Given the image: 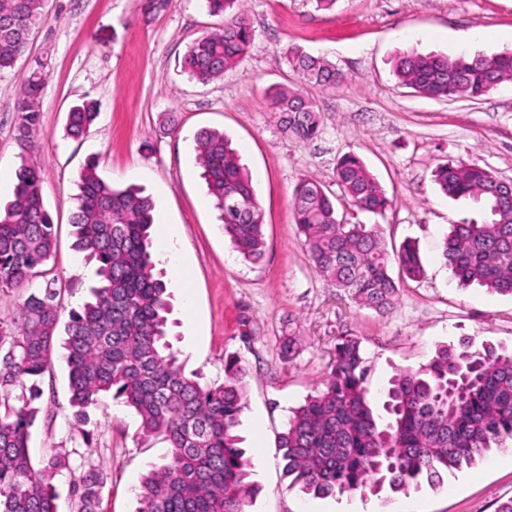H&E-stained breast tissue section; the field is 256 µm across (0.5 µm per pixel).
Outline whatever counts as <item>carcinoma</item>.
I'll return each instance as SVG.
<instances>
[{"instance_id": "obj_1", "label": "carcinoma", "mask_w": 512, "mask_h": 512, "mask_svg": "<svg viewBox=\"0 0 512 512\" xmlns=\"http://www.w3.org/2000/svg\"><path fill=\"white\" fill-rule=\"evenodd\" d=\"M244 0H206L224 16L221 29L193 41L182 72L209 83L236 66L253 43V30L240 8ZM44 0H0V71L14 66L28 46ZM303 82L334 88L345 76L324 58L297 48L287 56ZM399 82L434 99L478 100L512 80V52L448 57L410 54L394 64ZM46 81L38 67L20 78L16 102L18 141L27 151L39 121L36 103ZM283 134L302 141L320 130L314 102L302 88H279L270 98ZM97 117L84 100L67 113L66 134L83 137ZM197 161L209 194L221 211L224 234L247 261L266 248L264 218L252 178L224 133L197 136ZM435 183L447 196L481 204V222L453 224L443 243L445 264L465 284L512 295V202L498 205L486 169L463 161L437 166ZM339 198L383 213L390 200L354 152L334 168ZM76 210L77 248L96 263L90 298L72 311L65 341L70 406L85 423L102 393H110L141 418L147 435H162L168 460L141 480L137 512H247L259 487L250 481L251 460L236 434L246 407L245 370L238 355L224 357V382L206 384L186 372L168 340L170 306L164 271L152 252L153 200L135 187L118 189L88 163L80 176ZM293 218L309 260L328 282L360 306L383 312L399 285L390 274H424L418 247L404 242L393 252L382 244L377 225L338 220L336 198L311 177L293 190ZM55 250L53 220L45 207L39 166L27 159L16 171L13 199L0 214V292L24 286ZM58 311L51 289L30 294L19 305L16 329L0 330V512H56L55 473L69 465L48 455L34 467L29 454L37 410L34 393L14 395L17 384L40 376L53 351ZM238 334L248 343L256 327L248 309L238 315ZM300 340L281 339L283 359L292 360ZM361 341L336 337L333 366L323 387L293 410L281 433L283 470L306 494L327 497L384 490L407 495L422 482L439 485L452 470L469 467L492 446L512 440V351L491 344L439 347L430 362L392 378L384 409L375 417L366 385ZM103 477L90 466L75 481L78 512H97Z\"/></svg>"}]
</instances>
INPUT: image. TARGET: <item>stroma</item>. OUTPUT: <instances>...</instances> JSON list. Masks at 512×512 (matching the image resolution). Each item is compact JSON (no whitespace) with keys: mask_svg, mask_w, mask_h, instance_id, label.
<instances>
[{"mask_svg":"<svg viewBox=\"0 0 512 512\" xmlns=\"http://www.w3.org/2000/svg\"><path fill=\"white\" fill-rule=\"evenodd\" d=\"M245 11L254 30L249 52L223 79L204 85L180 66L195 38L224 23L208 14L204 0H45L25 57L0 72L2 202L13 196L21 163L19 75L36 60L47 73L29 155L41 170L57 245L44 273L0 295V328H13L28 293L54 285L60 317L51 364L38 381L31 454L69 458V468L54 478L58 512H74L69 484L88 464L105 477L100 512H136L143 474L170 453L164 438L144 435L138 414L112 395L101 396L88 425L72 416L66 325L90 295L95 266L74 246L71 216L91 160L113 186L135 185L152 197L154 235L177 236L179 268L167 271L165 282L170 341L187 370L219 384L225 354L242 359L248 395L237 432L261 488L249 512H495L512 498L510 440L450 472L437 489L424 484L406 495L329 497L291 485L276 444L292 410L330 372L337 336L361 340L379 415L394 374L426 365L438 345L512 349V296L461 286L441 255L451 225L482 220L483 212L444 195L433 181L438 165L458 160L512 181V81L478 100L439 101L418 96L394 74L397 56L407 52L454 57L512 50V0H336L329 10L316 0H247ZM476 31L482 39L465 42ZM294 46L328 58L347 77L333 89L308 87L320 113V133L308 142L284 136L268 108L274 86L299 80L286 61ZM85 99L98 104L99 115L83 138H69L67 111ZM203 129L224 132L252 176L267 242L259 262L243 261L224 235L196 160ZM348 151L363 159L390 206L374 215L342 203L339 216L378 225L390 249L414 240L425 270L419 281H401L383 313L356 305L317 274L293 221L299 179L312 177L336 191V158ZM243 307L257 325L248 344L237 336ZM288 330L302 343L289 362L279 348Z\"/></svg>","mask_w":512,"mask_h":512,"instance_id":"stroma-1","label":"stroma"}]
</instances>
